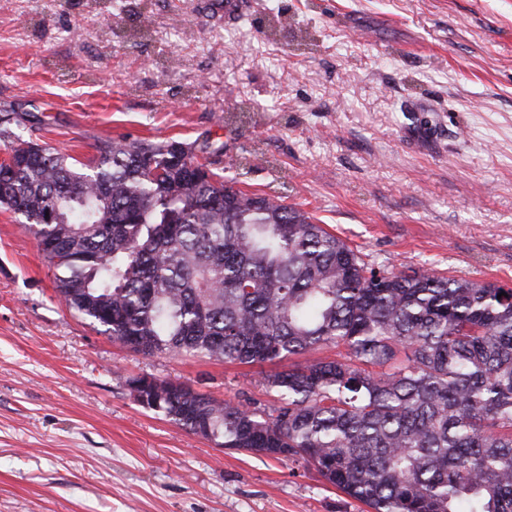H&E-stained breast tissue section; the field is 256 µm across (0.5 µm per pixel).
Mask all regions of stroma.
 Segmentation results:
<instances>
[{
	"mask_svg": "<svg viewBox=\"0 0 512 512\" xmlns=\"http://www.w3.org/2000/svg\"><path fill=\"white\" fill-rule=\"evenodd\" d=\"M0 0V109L85 162L210 144L393 272L512 286V0ZM121 379H113V371ZM271 363L133 353L60 300L0 208V512H368L304 461L216 447L139 405L151 375L275 403Z\"/></svg>",
	"mask_w": 512,
	"mask_h": 512,
	"instance_id": "1",
	"label": "stroma"
}]
</instances>
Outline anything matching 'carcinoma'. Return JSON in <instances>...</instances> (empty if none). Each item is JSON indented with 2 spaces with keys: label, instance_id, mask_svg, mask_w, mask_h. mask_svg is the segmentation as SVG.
<instances>
[{
  "label": "carcinoma",
  "instance_id": "obj_1",
  "mask_svg": "<svg viewBox=\"0 0 512 512\" xmlns=\"http://www.w3.org/2000/svg\"><path fill=\"white\" fill-rule=\"evenodd\" d=\"M11 120L0 206L112 341L242 364L340 349L266 375L273 407L155 377L148 409L219 448L301 459L371 512H512V288L370 267L181 142L112 139L82 163Z\"/></svg>",
  "mask_w": 512,
  "mask_h": 512
}]
</instances>
